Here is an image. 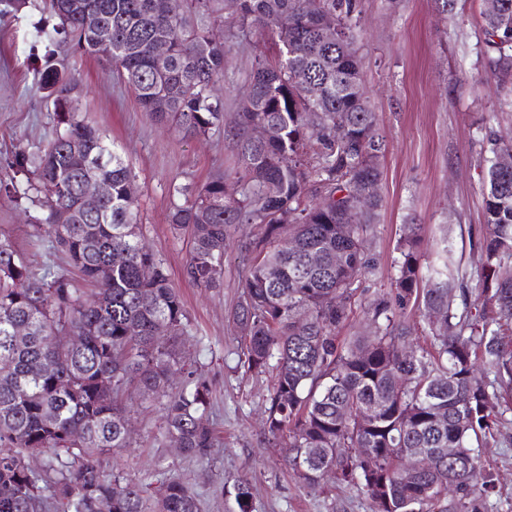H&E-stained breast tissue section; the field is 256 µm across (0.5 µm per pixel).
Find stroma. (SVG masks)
<instances>
[{
	"label": "stroma",
	"mask_w": 512,
	"mask_h": 512,
	"mask_svg": "<svg viewBox=\"0 0 512 512\" xmlns=\"http://www.w3.org/2000/svg\"><path fill=\"white\" fill-rule=\"evenodd\" d=\"M357 5L364 86L386 138L379 184L384 206L366 243L376 268L359 283L369 299L390 287L397 240L410 215L421 226L426 257L447 244L464 268L474 267L469 234L483 222V129H512V110L502 107L505 92L495 81L479 82L487 70L479 0H456L449 15L440 14L433 0H357ZM53 24L41 0H27L0 16V179L13 175L7 166L11 150L32 152L55 136L52 101L38 86L46 65H54L75 84L81 117L130 165L143 238L164 260L189 318L182 345L212 381L220 441L207 459H183L165 436L162 400L137 397L129 413L130 448L101 458L100 467L120 472L132 484H154L165 475L182 478L200 494L203 512H239L232 489L240 480L251 488V512H370L368 499L355 487L329 481L317 488L303 485L264 435L269 378L246 371L243 340L228 319L248 271L239 246L261 235V226L243 224L233 231L222 287L198 288L184 274L189 244L167 219L175 201L171 188L200 185L220 173L233 176V132L196 139L156 124L133 91L95 57L64 46L48 54L41 33ZM266 39L256 28L246 42L232 43L224 76L214 85L226 115L235 113L253 49ZM41 214L39 203L0 195V225L12 228L21 251L38 252L46 238L45 227L34 222ZM483 460L497 486L481 501L480 512H512V424L484 448Z\"/></svg>",
	"instance_id": "stroma-1"
}]
</instances>
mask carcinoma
Wrapping results in <instances>:
<instances>
[{
	"label": "carcinoma",
	"mask_w": 512,
	"mask_h": 512,
	"mask_svg": "<svg viewBox=\"0 0 512 512\" xmlns=\"http://www.w3.org/2000/svg\"><path fill=\"white\" fill-rule=\"evenodd\" d=\"M494 2L481 11L484 54L505 83L512 0ZM46 5L57 19L44 32L47 46L69 42L97 57L142 111L193 138L224 131V103L207 88L224 76L229 42L266 31L273 53L255 55L237 103L235 176L173 186L185 199L168 214L189 236L185 275L200 288L221 287L231 230L262 226L261 236L241 242L249 271L229 318L245 341L247 371L270 377L268 439L303 484L331 477L357 486L371 512H434L450 493L454 512H478L494 488L479 448L512 423V165L500 164L512 144L485 133L483 226L470 241L476 276L446 246L421 266L420 225L410 220L389 290L364 303L369 335L341 342L338 330L361 303L356 283L373 269L365 240L382 207L372 188L385 152L362 83L356 0H224L239 17L224 37L213 31L216 0H182L176 14L167 0ZM89 10L112 30V53L85 27ZM330 16L332 42L321 26ZM160 37L170 43L161 66ZM39 85L53 101L56 135L11 166L29 191L55 185L35 222L47 225L88 289L38 265L0 229V448L8 449L0 512H202L177 477L165 478L158 496L99 469L101 457L130 447L126 401L135 394L164 398L167 438L188 458L206 457L216 447L211 383L177 346L188 317L141 235L129 164L81 119L74 86L55 68L43 70ZM258 125L270 131L262 142L251 139ZM84 160L100 186L96 212L77 207ZM409 308L430 338L426 348L406 345ZM19 324L29 327L22 339L13 336ZM75 332L81 345L59 354L55 337ZM32 448L45 449L37 472L27 466ZM410 448L423 457L402 473L397 460Z\"/></svg>",
	"instance_id": "1"
}]
</instances>
